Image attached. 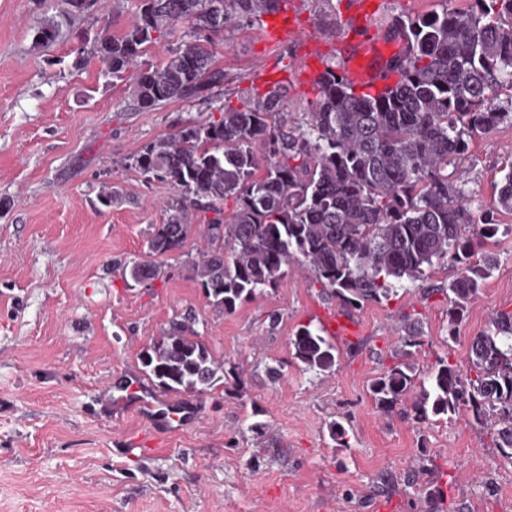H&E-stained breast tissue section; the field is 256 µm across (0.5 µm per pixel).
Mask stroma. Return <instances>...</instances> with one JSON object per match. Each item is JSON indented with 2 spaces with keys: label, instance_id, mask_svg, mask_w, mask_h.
<instances>
[{
  "label": "stroma",
  "instance_id": "stroma-1",
  "mask_svg": "<svg viewBox=\"0 0 512 512\" xmlns=\"http://www.w3.org/2000/svg\"><path fill=\"white\" fill-rule=\"evenodd\" d=\"M380 2L381 30L399 16L464 6ZM138 3L91 0L43 48L39 23L63 0H0V512H421L423 482L411 471L422 461L447 512H512V459L471 412L418 425L409 403L383 416L370 394L410 324L423 331L415 361L426 371L440 357L467 365L470 338L512 311V216L499 217L504 228L488 245L497 265L456 342L439 291L456 269L444 263L398 283L392 300L355 311L359 334L339 344L330 374L303 373L291 357L290 336L319 326L326 308L303 270L231 313L210 305L175 254L158 278L129 286L126 264L144 255L151 226L178 199L132 160L203 110L185 101L138 109L125 83L103 76L94 40L121 35ZM296 3L304 23L335 46L339 13L321 0ZM299 52L295 40L268 42L258 25L225 31L215 53L229 77L221 100L238 104L242 92L259 91L257 71L280 75L279 58ZM511 162L505 122L475 136L452 170L474 201L487 202ZM110 188L119 197L107 207L100 194ZM187 317L232 390L166 393L144 376L139 353ZM134 382L182 421L131 404L114 409L117 387ZM257 421L263 433L251 431ZM336 421L348 447L329 438Z\"/></svg>",
  "mask_w": 512,
  "mask_h": 512
}]
</instances>
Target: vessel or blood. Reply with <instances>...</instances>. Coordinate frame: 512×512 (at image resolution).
Wrapping results in <instances>:
<instances>
[{
  "instance_id": "1",
  "label": "vessel or blood",
  "mask_w": 512,
  "mask_h": 512,
  "mask_svg": "<svg viewBox=\"0 0 512 512\" xmlns=\"http://www.w3.org/2000/svg\"><path fill=\"white\" fill-rule=\"evenodd\" d=\"M376 10L369 0H352L342 20L344 36L337 43L336 49L343 59L340 75L351 87L377 91L385 88L392 80L385 65L393 55L402 54L404 43L389 47L385 38L374 35ZM271 29L276 35L290 36L317 45L320 39L315 29L301 30L291 25H284L282 20H275ZM325 65L316 55L307 57L296 64L292 79L295 84L305 85L316 82L323 75Z\"/></svg>"
}]
</instances>
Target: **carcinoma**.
<instances>
[{"instance_id":"obj_1","label":"carcinoma","mask_w":512,"mask_h":512,"mask_svg":"<svg viewBox=\"0 0 512 512\" xmlns=\"http://www.w3.org/2000/svg\"><path fill=\"white\" fill-rule=\"evenodd\" d=\"M46 18L37 43L53 44L79 15L75 0ZM282 0H140L139 15L122 33L98 36L94 51L103 75L126 81L142 109L175 100L207 101L227 74L214 66L224 29L264 22ZM183 29L185 40L160 63L143 60L154 33ZM394 37L407 41L405 59L392 68L396 82L377 95L344 84L325 63L316 98L288 111V82L276 81L220 118L182 125L133 158L148 181L177 188L179 200L153 227L147 258L125 273L146 285L162 273L159 259L183 251L195 210L215 213L204 225L207 250L187 265L215 308L231 313L257 292L279 285L288 267L307 266L320 297L351 312L397 294L395 284L416 281L442 261L457 267L447 288L448 335L456 339L469 304L496 265L488 240L498 215L512 214V168L495 185L474 223L464 185L448 165L464 159L473 138L512 121V0H468L464 9L395 18ZM508 92L501 100L502 92ZM236 208L224 215V200ZM422 332L403 339L397 361L375 377L377 412L391 413L412 399L419 423L451 417L461 407L494 430L498 448L512 457V312L499 313L469 343L470 375L440 360L423 374L414 359ZM291 355L304 372H331V338L298 328ZM142 371L165 392L205 394L224 379L223 365L182 321L139 354ZM426 512H440L443 489L426 487Z\"/></svg>"}]
</instances>
